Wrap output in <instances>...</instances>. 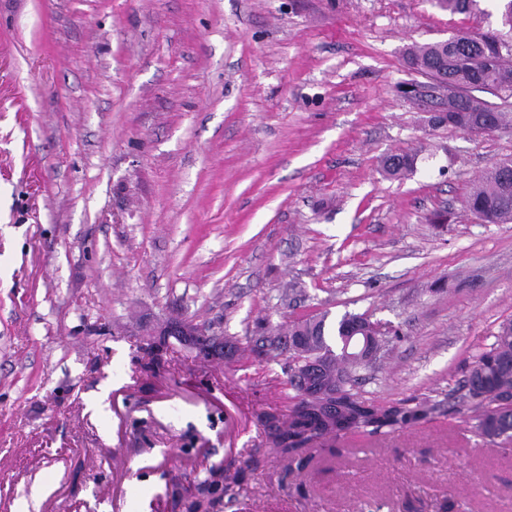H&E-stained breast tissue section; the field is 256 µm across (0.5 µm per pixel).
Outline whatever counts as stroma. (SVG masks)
<instances>
[{
  "label": "stroma",
  "mask_w": 512,
  "mask_h": 512,
  "mask_svg": "<svg viewBox=\"0 0 512 512\" xmlns=\"http://www.w3.org/2000/svg\"><path fill=\"white\" fill-rule=\"evenodd\" d=\"M499 27L496 0H0V512H185L207 483L210 512H512V447L459 403L512 321V223L465 205L512 123L432 125L406 61ZM322 310L402 334L364 399L438 409L292 470L255 417L287 360L247 338ZM416 165V156L409 153L391 154L382 162V171L388 178H401L413 172Z\"/></svg>",
  "instance_id": "stroma-1"
}]
</instances>
